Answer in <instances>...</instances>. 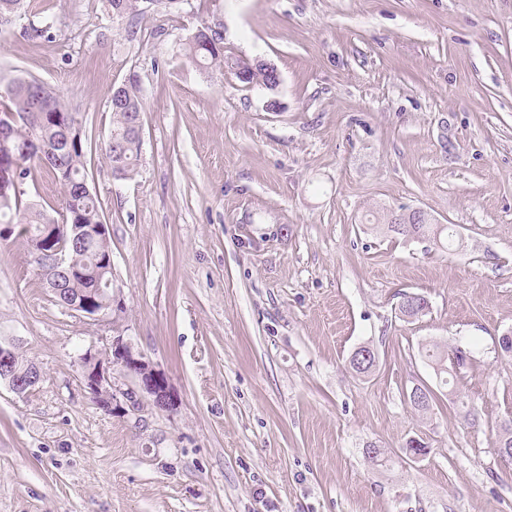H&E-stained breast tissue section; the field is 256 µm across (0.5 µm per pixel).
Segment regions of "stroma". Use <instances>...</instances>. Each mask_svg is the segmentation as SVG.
I'll list each match as a JSON object with an SVG mask.
<instances>
[{
  "label": "stroma",
  "mask_w": 512,
  "mask_h": 512,
  "mask_svg": "<svg viewBox=\"0 0 512 512\" xmlns=\"http://www.w3.org/2000/svg\"><path fill=\"white\" fill-rule=\"evenodd\" d=\"M212 22L230 63L202 68L186 41ZM256 59L276 93L238 79L233 61ZM20 77L82 116L122 309L81 318L25 236L0 240V342L42 373L21 396L0 384V512H512L495 446L512 421V0H183L134 18L30 0L0 28V88ZM131 78L143 149L118 180L110 101ZM415 209L457 247L386 230ZM404 293L426 313L401 318ZM116 336L172 410L94 402L81 357ZM433 343L468 356L444 383ZM421 382L443 390L423 415L406 396Z\"/></svg>",
  "instance_id": "1"
}]
</instances>
